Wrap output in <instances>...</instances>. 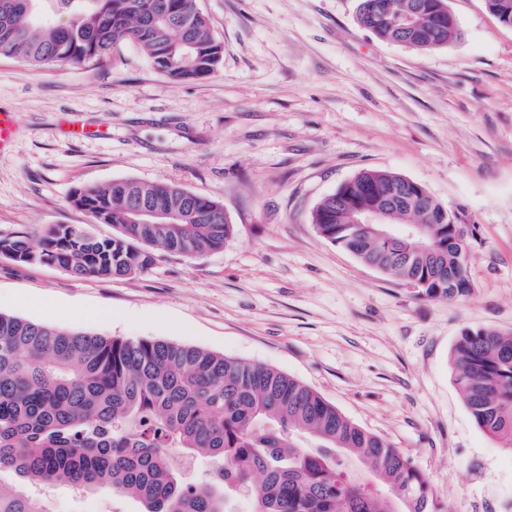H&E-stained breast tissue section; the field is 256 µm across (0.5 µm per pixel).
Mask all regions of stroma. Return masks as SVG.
Here are the masks:
<instances>
[{
  "mask_svg": "<svg viewBox=\"0 0 512 512\" xmlns=\"http://www.w3.org/2000/svg\"><path fill=\"white\" fill-rule=\"evenodd\" d=\"M357 5L198 0L224 58L195 81L123 41L100 64L0 55V109L17 123L0 150V236L111 235L69 197L121 179L219 201L234 226L222 250H159L134 276L0 256V312L272 366L398 448L442 512H512V450L476 427L452 359L463 328L512 333V28L486 0H447L461 36L422 52L374 36ZM70 112L102 134L66 138ZM365 169L475 224L466 296L423 297L319 236L314 206Z\"/></svg>",
  "mask_w": 512,
  "mask_h": 512,
  "instance_id": "stroma-1",
  "label": "stroma"
}]
</instances>
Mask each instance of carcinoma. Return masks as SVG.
<instances>
[{
    "instance_id": "cac0c4a2",
    "label": "carcinoma",
    "mask_w": 512,
    "mask_h": 512,
    "mask_svg": "<svg viewBox=\"0 0 512 512\" xmlns=\"http://www.w3.org/2000/svg\"><path fill=\"white\" fill-rule=\"evenodd\" d=\"M439 0H359V23L376 37L421 51L460 36ZM67 13L69 23L53 17ZM140 46L178 81L219 68L223 43L197 0H0V55L34 67L87 64L113 43ZM190 42L187 48L184 42ZM181 209L177 224H135L130 201ZM392 200L396 224H420L404 241L350 225L351 210ZM71 203L115 233L82 225L48 228L38 245L0 238V255L56 265L77 277L136 275L151 246L186 255L220 250L233 235L224 205L177 184L132 179L75 190ZM464 213L405 177L365 170L313 209L317 233L361 262L433 300L470 290L469 259L449 220ZM453 360L456 384L476 426L512 449V336L465 328ZM212 461L189 475L180 461ZM0 512H52L58 486L102 489L140 512H234L243 492L256 512H439L432 486L398 449L276 368L162 340L106 338L0 313Z\"/></svg>"
}]
</instances>
